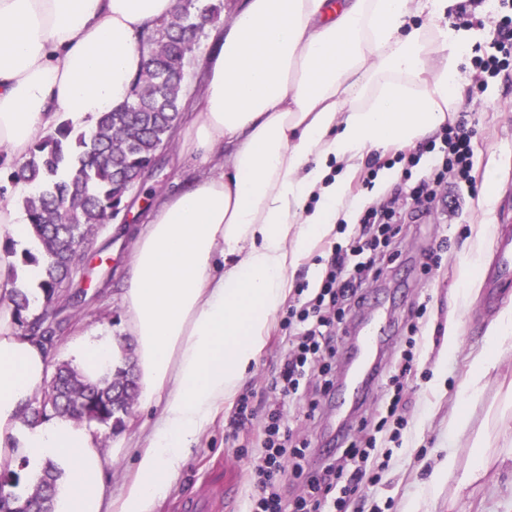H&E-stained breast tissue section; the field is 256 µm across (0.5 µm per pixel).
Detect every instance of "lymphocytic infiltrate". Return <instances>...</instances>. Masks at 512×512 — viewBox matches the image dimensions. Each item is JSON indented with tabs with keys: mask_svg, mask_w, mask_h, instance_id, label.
Instances as JSON below:
<instances>
[{
	"mask_svg": "<svg viewBox=\"0 0 512 512\" xmlns=\"http://www.w3.org/2000/svg\"><path fill=\"white\" fill-rule=\"evenodd\" d=\"M473 66L485 77L494 78L512 68V13L502 15L494 37L486 45L475 47ZM476 131L465 116L444 125L438 139L420 143L415 152L398 153L401 164L399 182L387 199L364 209L354 232L345 243L336 245L329 269L314 298L301 307L289 308L282 322L286 349L273 387L280 400L293 398L307 370L317 371L323 389L336 382V329L352 308L363 305V285L379 277L384 263L395 261L400 231L397 215L413 205L420 207L436 197L438 186L475 192L474 138ZM430 156L428 167H421L423 156ZM421 175H414V168ZM408 347L391 364L385 375L387 402L379 413L377 431L389 426L404 429L405 417L399 411L404 389L417 375L413 348L419 331L417 323L408 326ZM264 452L256 467V494L250 512H347L350 493L360 485L376 486L384 464L375 439H349L342 450L341 464H327L321 470L305 472L303 463L309 443L292 444L289 428L282 424L280 405L273 406L264 427ZM299 480L302 492L284 499L280 483L284 475Z\"/></svg>",
	"mask_w": 512,
	"mask_h": 512,
	"instance_id": "obj_1",
	"label": "lymphocytic infiltrate"
}]
</instances>
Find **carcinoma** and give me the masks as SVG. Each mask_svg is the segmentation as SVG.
<instances>
[{
    "mask_svg": "<svg viewBox=\"0 0 512 512\" xmlns=\"http://www.w3.org/2000/svg\"><path fill=\"white\" fill-rule=\"evenodd\" d=\"M213 0H179L171 16L142 39L146 60L133 82L130 101L118 109L99 114L88 131H77L63 121L31 151L15 179L30 191L22 198L37 251H25L22 261L41 269L38 285L43 293L42 312L29 318L28 291L13 288L8 300L14 306L17 326L52 351L61 337L46 325L74 287L77 273L95 231L112 223L126 207L129 193L143 187L146 171L173 143V134L183 118L187 74L193 62V35L204 24L220 17ZM61 383V398L41 392L24 411L25 420L51 415L84 416V421L121 423L126 399L119 385L127 380L137 386L135 365L124 357V366L96 382L82 379L68 363L55 368ZM56 475L52 469L34 485L25 506L13 509L0 502V512H25L37 507L51 512Z\"/></svg>",
    "mask_w": 512,
    "mask_h": 512,
    "instance_id": "cac0c4a2",
    "label": "carcinoma"
}]
</instances>
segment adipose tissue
<instances>
[{
	"instance_id": "obj_1",
	"label": "adipose tissue",
	"mask_w": 512,
	"mask_h": 512,
	"mask_svg": "<svg viewBox=\"0 0 512 512\" xmlns=\"http://www.w3.org/2000/svg\"><path fill=\"white\" fill-rule=\"evenodd\" d=\"M173 2L0 0V166L23 164L61 121L89 128L128 101L140 40ZM458 9L459 0H242L180 132L202 173L147 214L126 264L139 404L158 411L133 476L113 489L99 434L71 417L24 422L51 360L18 329L7 295L36 288L41 272L1 259L0 470L23 464L36 480L54 465L53 512H154L263 351L300 258L352 212L365 158L416 145L456 110L460 53L488 35L450 27ZM24 190L0 191V243L32 241ZM122 348L105 332L68 342L91 381L120 366ZM511 348L512 308L490 328L449 430L471 429V398Z\"/></svg>"
}]
</instances>
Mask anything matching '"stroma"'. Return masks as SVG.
I'll return each mask as SVG.
<instances>
[{"instance_id":"obj_1","label":"stroma","mask_w":512,"mask_h":512,"mask_svg":"<svg viewBox=\"0 0 512 512\" xmlns=\"http://www.w3.org/2000/svg\"><path fill=\"white\" fill-rule=\"evenodd\" d=\"M471 57V51H464L458 66L462 92L458 109L468 113L477 131L473 170L477 193L461 196L453 207L438 200L421 207L417 225L402 229L400 257L369 288L365 311L355 312L348 322L349 328H356L364 313L370 312L387 323L391 340L384 356L389 359L401 352L407 326L419 305L427 307L417 341L420 376L406 396L407 427L396 439L390 431L378 433L373 427L363 428L365 435L375 436L386 461L379 484L353 495L355 503L364 504L365 512H409L417 501L425 502L428 512H512V464L504 460L512 450V399L505 395L512 383V350L501 356L485 379L478 404L479 409L493 411L486 426L485 448L490 463L484 477L462 490L453 480L434 491L426 485L429 474L449 451H456L460 465H467L471 459V435L450 431L448 419L460 408L472 363L488 344L490 325L502 309L512 306V292L498 305L486 303L495 264V241L502 232L512 231V70L489 80L475 103L467 95L473 74ZM491 168L498 171L499 182L490 191L483 177ZM193 174V163L182 157L180 143H173L143 189L127 197L115 224L98 233L85 255L96 276L83 281L89 296L72 314L69 330H103L122 337L121 294L130 242L119 236L118 228L134 226L133 207L159 203ZM353 230V222H346L337 228L335 236L316 242L301 258L288 305L298 304L301 295H312L319 288L333 246L344 243ZM433 249L440 262L426 275L420 263ZM478 256L484 257L485 264L476 276H468L467 263ZM105 272L111 273L112 282L108 287H98L96 277ZM281 320L278 314L272 318L257 363L248 371L235 398L225 403L194 446L173 487L157 502L155 512H180L182 499L208 496L213 499L209 512H247L255 491L252 469L263 446L261 428L273 398L271 383L281 364L285 341ZM451 326L458 336L452 349L447 346V329ZM316 397L321 400V414L312 421L304 416L302 407L306 400ZM338 399L335 393L321 395L316 374H307L297 395L285 407V422L294 439L310 441L313 448H320L324 426ZM243 400L248 403V416L240 420L236 413ZM153 418V412L134 405L121 426L100 428L99 434L107 444L121 438L128 443L114 456L113 488H120L123 479L133 472L140 428L150 425Z\"/></svg>"}]
</instances>
